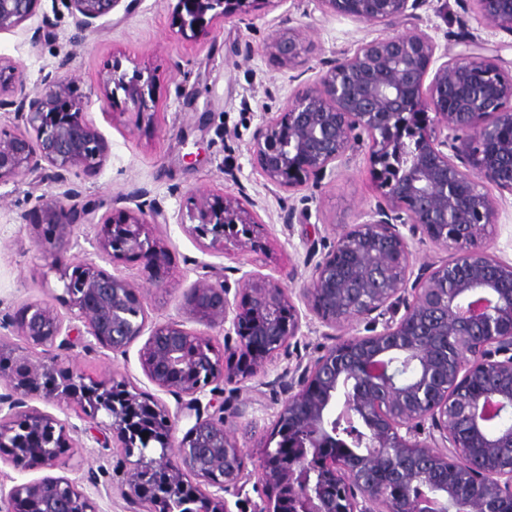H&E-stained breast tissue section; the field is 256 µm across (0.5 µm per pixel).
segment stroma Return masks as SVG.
<instances>
[{
    "instance_id": "obj_1",
    "label": "stroma",
    "mask_w": 512,
    "mask_h": 512,
    "mask_svg": "<svg viewBox=\"0 0 512 512\" xmlns=\"http://www.w3.org/2000/svg\"><path fill=\"white\" fill-rule=\"evenodd\" d=\"M447 3V11L430 17L439 31V46L454 54L461 49V39L479 41L499 57L503 67L512 66L511 35L485 29L473 13L460 9L457 0ZM175 4L176 0H135L132 11L117 7L111 23L77 43L72 39V18L55 13L53 0H42L35 16L14 31L0 34V56L16 66L28 87L42 85L64 59L77 74L75 91L89 101L91 116L111 146L109 160L95 176L75 179L83 200L106 203L112 195L144 187L164 205L168 221L156 231L169 247L173 275L169 288L148 291V316L153 323L177 316L182 294L194 280L193 262L202 256L197 243L180 228L194 190L230 192L238 181L247 187L269 237L260 252L231 257L215 254L210 261L219 267L256 270L275 278L288 265H302L303 256L294 252L293 242L315 231L333 235L336 226L354 223L360 210L375 199L368 155L362 150L322 190L297 194V207L308 209L311 221L285 227L278 197L253 169L247 146L261 112L281 107L285 96L295 89L288 81V70L262 52L269 34L288 27L310 34L307 77L312 80L323 61L336 51L382 36L383 27L324 12L315 0H278L261 7L253 28L229 20L218 24L210 38L189 41L180 35L174 21ZM114 66L129 73L139 69L152 74L155 106L150 113L131 109L113 116L100 79ZM192 127L198 128L205 149L204 160L195 164L187 163L185 156L197 147L182 136L183 130ZM51 187L43 170L0 185L2 312L15 313L28 303L50 297L44 282L51 272L35 259L32 231L21 216L33 206L36 196ZM145 343V338H138L123 357L104 349L94 354L78 350L70 364L94 378L120 372L155 396L159 390L148 380L139 360ZM114 464L104 449L79 448L62 474L77 479L91 468L111 472L114 486L110 496L101 500V512H124L118 488L121 478L114 475Z\"/></svg>"
}]
</instances>
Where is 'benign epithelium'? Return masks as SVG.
<instances>
[{
	"mask_svg": "<svg viewBox=\"0 0 512 512\" xmlns=\"http://www.w3.org/2000/svg\"><path fill=\"white\" fill-rule=\"evenodd\" d=\"M41 0H0V33L31 18ZM121 0H62L85 37ZM276 0H177L182 34L211 33L229 19L251 21ZM326 12L392 33L362 41L324 63L318 78L261 114L250 162L277 192L283 224H306L294 195L324 180L363 146L376 202L333 238L303 237L307 279L291 265L278 278L240 268L219 272L194 261L180 311L149 323L142 288L71 251L92 226L96 252L117 265L140 261L145 280L167 286L169 251L156 233L165 209L146 189L82 207L69 176H94L110 155L107 139L74 93L66 63L28 88L0 57V110L15 108L26 132L0 129V184L39 163L59 191L23 215L32 244L52 258L62 293L0 316L34 355L0 338V459L24 473L10 512H100L81 482L49 472L69 464L77 436L116 450L124 512H232L250 482L267 503L254 512H512V260L490 252L495 219L512 197V70L479 42L453 56L418 10L434 0H317ZM479 23L512 35V0H458ZM264 54L307 72L305 33L270 34ZM112 115L153 107L152 78L114 68L101 78ZM247 188L192 193L182 231L201 251H254L266 231ZM448 258L420 265L415 247ZM194 321L204 331L191 330ZM364 333H355V325ZM150 329L139 360L175 405L113 374L93 378L69 366L76 349L126 355ZM224 333V357L207 331ZM326 343L299 352L310 331ZM283 355L288 370L262 386L278 405L260 459L237 431L266 394L248 385ZM71 409L83 426L30 405ZM193 425L177 437L182 420ZM147 436H142V433Z\"/></svg>",
	"mask_w": 512,
	"mask_h": 512,
	"instance_id": "1",
	"label": "benign epithelium"
}]
</instances>
